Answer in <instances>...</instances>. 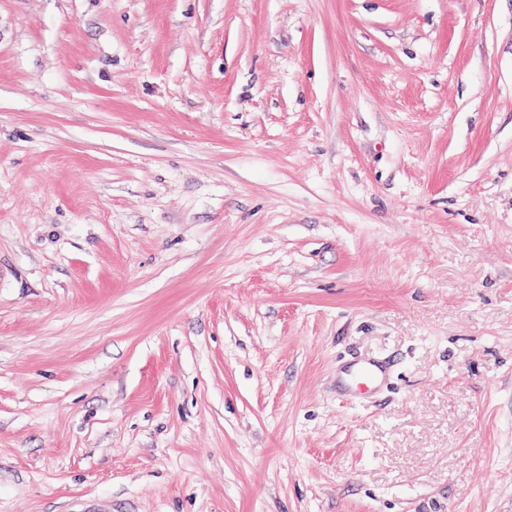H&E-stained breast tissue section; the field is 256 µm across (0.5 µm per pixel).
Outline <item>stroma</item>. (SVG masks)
Returning a JSON list of instances; mask_svg holds the SVG:
<instances>
[{
    "instance_id": "35a3bbf8",
    "label": "stroma",
    "mask_w": 512,
    "mask_h": 512,
    "mask_svg": "<svg viewBox=\"0 0 512 512\" xmlns=\"http://www.w3.org/2000/svg\"><path fill=\"white\" fill-rule=\"evenodd\" d=\"M79 498L512 512V0H0V512ZM388 378L387 366L374 358L361 360L344 368L337 380L340 389L353 397L357 391L378 392L387 384Z\"/></svg>"
}]
</instances>
